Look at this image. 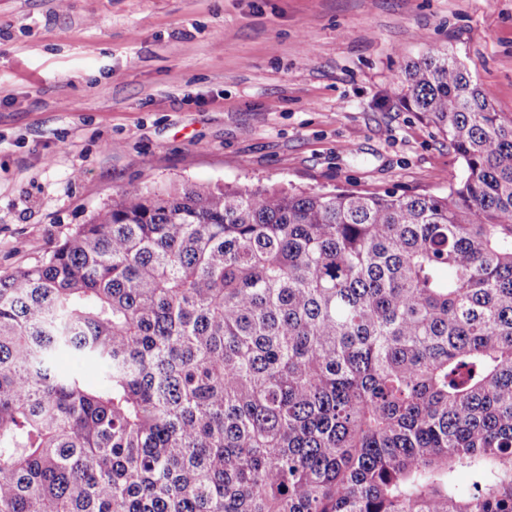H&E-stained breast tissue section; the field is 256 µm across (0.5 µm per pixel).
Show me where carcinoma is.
I'll list each match as a JSON object with an SVG mask.
<instances>
[{"mask_svg": "<svg viewBox=\"0 0 512 512\" xmlns=\"http://www.w3.org/2000/svg\"><path fill=\"white\" fill-rule=\"evenodd\" d=\"M401 86L444 194L128 192L0 274V512H512V113Z\"/></svg>", "mask_w": 512, "mask_h": 512, "instance_id": "cac0c4a2", "label": "carcinoma"}]
</instances>
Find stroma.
<instances>
[{
	"label": "stroma",
	"instance_id": "stroma-1",
	"mask_svg": "<svg viewBox=\"0 0 512 512\" xmlns=\"http://www.w3.org/2000/svg\"><path fill=\"white\" fill-rule=\"evenodd\" d=\"M434 46L512 113V0H0V274L125 192L446 193L461 160L397 104Z\"/></svg>",
	"mask_w": 512,
	"mask_h": 512
}]
</instances>
